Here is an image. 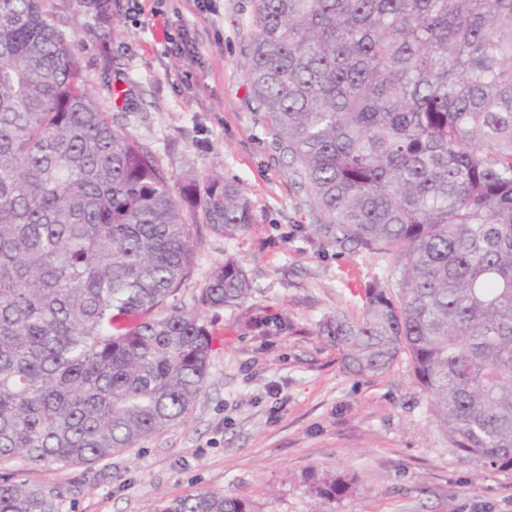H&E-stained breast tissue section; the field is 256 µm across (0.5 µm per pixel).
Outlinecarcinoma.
Returning a JSON list of instances; mask_svg holds the SVG:
<instances>
[{
	"mask_svg": "<svg viewBox=\"0 0 512 512\" xmlns=\"http://www.w3.org/2000/svg\"><path fill=\"white\" fill-rule=\"evenodd\" d=\"M82 42L44 0H0V466L93 465L182 421L213 351L166 308L204 224L228 239L249 199L217 173L179 189L87 86ZM326 246L385 257L362 312L318 335L355 376L409 358L448 443L512 469V0H255L246 64ZM227 256L201 291L238 308ZM346 474L312 482L319 503ZM0 512H59L0 478ZM155 512H250L195 491Z\"/></svg>",
	"mask_w": 512,
	"mask_h": 512,
	"instance_id": "1",
	"label": "carcinoma"
}]
</instances>
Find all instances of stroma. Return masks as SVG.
Wrapping results in <instances>:
<instances>
[{
	"mask_svg": "<svg viewBox=\"0 0 512 512\" xmlns=\"http://www.w3.org/2000/svg\"><path fill=\"white\" fill-rule=\"evenodd\" d=\"M153 0H45L102 107L168 165L173 184L217 172L240 184L253 223L236 238L202 229L195 269L170 298L201 309L210 272L238 257L252 282L242 307L204 310L213 336L207 385L179 423L92 466H45L20 480L52 488L61 512H154L203 489L251 512H312L307 485L353 475L331 512H512V470L481 469L449 447L406 358L379 377L345 372L317 334L328 314L358 316L355 288L386 261L313 239L307 193L288 167L244 63L254 0H200L153 16ZM183 35L170 51L167 33Z\"/></svg>",
	"mask_w": 512,
	"mask_h": 512,
	"instance_id": "obj_1",
	"label": "stroma"
}]
</instances>
